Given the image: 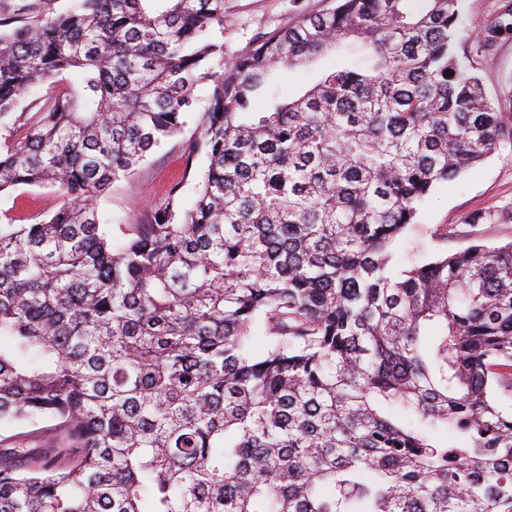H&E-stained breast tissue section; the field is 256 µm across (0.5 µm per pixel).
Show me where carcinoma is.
Listing matches in <instances>:
<instances>
[{
    "instance_id": "1",
    "label": "carcinoma",
    "mask_w": 512,
    "mask_h": 512,
    "mask_svg": "<svg viewBox=\"0 0 512 512\" xmlns=\"http://www.w3.org/2000/svg\"><path fill=\"white\" fill-rule=\"evenodd\" d=\"M410 2L331 0L229 62L224 0L0 17V194L66 197L0 224V423L61 440L40 468L0 452V512H512V241L394 255L512 144L471 58L512 3L470 35L461 0ZM209 80L195 199L177 183L112 240L98 200Z\"/></svg>"
}]
</instances>
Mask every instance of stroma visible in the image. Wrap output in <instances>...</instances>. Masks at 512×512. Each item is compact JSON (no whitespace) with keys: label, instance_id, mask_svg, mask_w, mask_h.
Here are the masks:
<instances>
[{"label":"stroma","instance_id":"obj_1","mask_svg":"<svg viewBox=\"0 0 512 512\" xmlns=\"http://www.w3.org/2000/svg\"><path fill=\"white\" fill-rule=\"evenodd\" d=\"M326 0H224V53L232 58L250 50L256 38L276 30L296 13L322 10ZM475 66L487 95L498 103L512 101V33L502 36L492 55ZM196 118H189L182 132L155 150L133 174L112 183L101 197L99 209L110 225L139 224L146 210L160 203L174 183H182L186 199L195 196L194 174L205 165L204 156L189 157L188 145L198 136ZM193 176H185V168ZM63 203L54 188L22 187L0 195V224L57 210ZM512 204V145L497 151L478 167L453 182L437 186L423 202L418 221L410 225L395 247L404 265L421 262L443 248H456L458 240L440 241L433 231L443 224L460 223L466 216L492 206ZM54 425H0V448L22 444L32 465L50 455L47 444Z\"/></svg>","mask_w":512,"mask_h":512}]
</instances>
